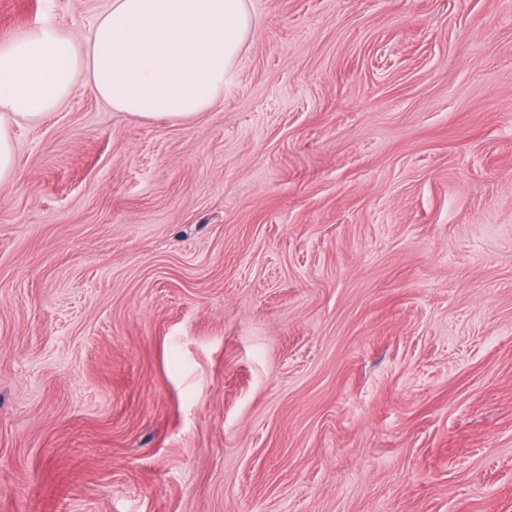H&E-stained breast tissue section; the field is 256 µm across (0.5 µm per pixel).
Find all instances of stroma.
<instances>
[{"label": "stroma", "instance_id": "1", "mask_svg": "<svg viewBox=\"0 0 512 512\" xmlns=\"http://www.w3.org/2000/svg\"><path fill=\"white\" fill-rule=\"evenodd\" d=\"M246 2L196 118L13 128L0 512H512V0Z\"/></svg>", "mask_w": 512, "mask_h": 512}]
</instances>
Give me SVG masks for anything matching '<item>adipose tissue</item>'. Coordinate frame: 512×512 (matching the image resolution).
I'll return each instance as SVG.
<instances>
[{"label": "adipose tissue", "instance_id": "obj_1", "mask_svg": "<svg viewBox=\"0 0 512 512\" xmlns=\"http://www.w3.org/2000/svg\"><path fill=\"white\" fill-rule=\"evenodd\" d=\"M251 24L246 0H111L87 41L44 24L0 44V183L14 175L11 124L55 110L77 81L144 120L208 111Z\"/></svg>", "mask_w": 512, "mask_h": 512}]
</instances>
